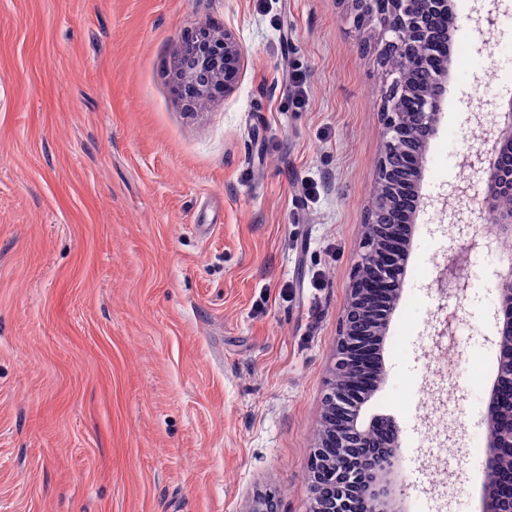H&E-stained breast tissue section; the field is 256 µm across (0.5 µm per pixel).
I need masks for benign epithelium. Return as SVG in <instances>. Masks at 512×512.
<instances>
[{
  "instance_id": "7a95c632",
  "label": "benign epithelium",
  "mask_w": 512,
  "mask_h": 512,
  "mask_svg": "<svg viewBox=\"0 0 512 512\" xmlns=\"http://www.w3.org/2000/svg\"><path fill=\"white\" fill-rule=\"evenodd\" d=\"M355 21L358 26L376 24L381 33L384 58L404 53L429 39L428 15L438 11L448 15L451 27H461V18L453 10L451 0H353ZM505 0H475L466 20L480 23L500 11ZM243 51L229 34L216 38L201 54L195 57L194 67L187 68L182 52L174 54V68L180 72L187 85L208 99L222 92H230L241 73ZM451 58L444 59L438 70V93L429 95L414 85L407 84L395 69L386 70L391 78L390 93L385 98L382 120L387 134L385 149L377 162V184L390 192L400 176L387 161L402 146V132L408 125H418L433 138L438 129L439 115L446 84L450 77ZM404 97L417 104L415 112H400L396 102ZM508 125L498 129L497 103L479 113H472L466 123L475 124L489 134L498 133L490 151L462 155L460 165L471 169L486 184L481 208L473 207V198L466 184L454 186L440 210V223L448 224V236L456 248L448 254L436 278L440 294L459 301L467 297L469 282L460 274L468 257L484 249L495 247L499 239L512 234V212L494 211V195H512V170L502 169L501 160L512 158V105L507 113ZM390 201L386 195L375 199L373 218L365 225L362 252L358 263H372L373 280L365 282L354 278L349 288L347 303L341 319L336 344L332 378L323 397L322 422L332 421L335 428L328 436L319 438L312 448L307 470V480L313 498L312 512H349L351 502L359 500L362 512H394L392 504L400 486L395 477L400 467L398 435L394 423L377 418L364 424L363 406L373 391L358 392L353 367L359 364L362 333L359 323L369 326L367 336L376 342L385 335L392 309L374 313L362 308L361 294L365 288L389 287L400 292L401 281L396 274L402 267V255L389 250V240L404 236L405 224L414 221L415 210L408 214L406 223H387ZM487 222L479 228L476 220ZM499 307L495 313L497 324L496 345L499 367L495 380L486 393L487 453L490 460L505 453H512V399L506 397V387L512 386V276L505 275L499 284ZM436 319L434 335L437 346L444 339L454 341L458 325L463 321L465 309L457 305ZM334 448L336 455L328 458L323 449ZM496 475L490 468L484 470L482 512H512V497L493 496Z\"/></svg>"
}]
</instances>
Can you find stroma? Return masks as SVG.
Instances as JSON below:
<instances>
[{
	"mask_svg": "<svg viewBox=\"0 0 512 512\" xmlns=\"http://www.w3.org/2000/svg\"><path fill=\"white\" fill-rule=\"evenodd\" d=\"M352 0H0V512H310L307 463L371 218L388 88ZM244 55L232 92L177 94L203 28ZM427 146L401 298L364 420L398 431L396 512H480L500 250L466 265L459 389L441 439L440 201L487 148L473 99L512 66L459 30Z\"/></svg>",
	"mask_w": 512,
	"mask_h": 512,
	"instance_id": "obj_1",
	"label": "stroma"
}]
</instances>
